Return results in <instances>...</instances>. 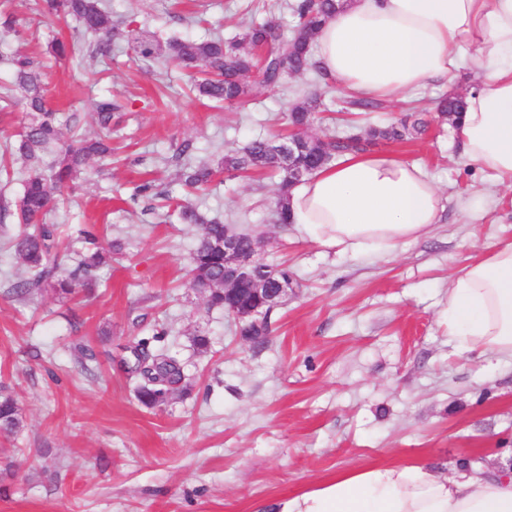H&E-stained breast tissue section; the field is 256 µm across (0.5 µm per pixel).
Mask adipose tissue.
Returning <instances> with one entry per match:
<instances>
[{"mask_svg":"<svg viewBox=\"0 0 512 512\" xmlns=\"http://www.w3.org/2000/svg\"><path fill=\"white\" fill-rule=\"evenodd\" d=\"M314 60L344 91L388 101L476 76L453 128L468 161L512 185V0H346L318 30ZM439 209L419 166L369 153L340 158L288 195L302 237L354 253L418 239ZM441 317L456 354L512 360V243L462 269ZM278 512H512V464L452 476L361 464L289 494Z\"/></svg>","mask_w":512,"mask_h":512,"instance_id":"adipose-tissue-1","label":"adipose tissue"}]
</instances>
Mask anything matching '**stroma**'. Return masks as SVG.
<instances>
[{"mask_svg":"<svg viewBox=\"0 0 512 512\" xmlns=\"http://www.w3.org/2000/svg\"><path fill=\"white\" fill-rule=\"evenodd\" d=\"M291 0H108L112 22L158 38H232L272 13L285 33ZM35 0H0V94L13 91L7 57L43 62L50 107L98 131L94 104L126 106L112 138V167L90 174L50 222L64 233L94 225L122 249L101 268L93 297L10 288L25 274L3 244L0 221V394L21 427L0 433V512H277L288 493L356 463H424L440 473L469 456L512 454V364L454 354L440 312L452 277L512 242V187L461 154L439 123L440 85L392 101L415 108L421 133L373 153L421 166L437 185L438 222L387 256L342 252L275 223L277 181L226 172L192 195L200 209L261 240L267 263L294 277L271 313L264 345L240 336L223 310L188 285L198 228L149 195L155 180L183 196L174 154L218 160L253 138H272L291 107L318 97L338 106L337 85L312 71L276 88L249 79L244 104L215 108L190 94L189 72L140 56L121 33L112 55L56 64V37L90 44L75 19L32 25ZM160 334L185 364L186 389L162 407L135 397L129 346ZM207 337L208 350L194 344Z\"/></svg>","mask_w":512,"mask_h":512,"instance_id":"35a3bbf8","label":"stroma"}]
</instances>
